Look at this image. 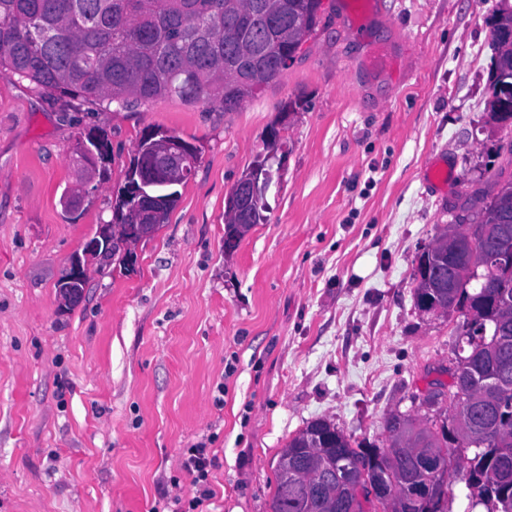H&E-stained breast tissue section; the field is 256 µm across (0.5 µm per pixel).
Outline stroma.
<instances>
[{
    "label": "stroma",
    "mask_w": 512,
    "mask_h": 512,
    "mask_svg": "<svg viewBox=\"0 0 512 512\" xmlns=\"http://www.w3.org/2000/svg\"><path fill=\"white\" fill-rule=\"evenodd\" d=\"M323 0L276 81L227 111L160 98L103 108L0 77V512H155L190 499L186 448L217 457L209 512H269L282 448L324 418L384 447L395 415L448 414L459 312L414 299L419 255L480 219L512 153L489 107L490 19L512 0H377L366 25ZM196 145L167 224L132 264L57 282L112 206L144 130ZM279 141L267 221L224 250L226 199ZM110 156L80 208L78 139ZM445 162L455 178L430 183Z\"/></svg>",
    "instance_id": "stroma-1"
}]
</instances>
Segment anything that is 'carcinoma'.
Instances as JSON below:
<instances>
[{"instance_id": "cac0c4a2", "label": "carcinoma", "mask_w": 512, "mask_h": 512, "mask_svg": "<svg viewBox=\"0 0 512 512\" xmlns=\"http://www.w3.org/2000/svg\"><path fill=\"white\" fill-rule=\"evenodd\" d=\"M268 10L252 12L249 0H0V76L27 80L47 93L59 91L111 106L132 100L148 102L177 97L187 103L208 101L233 109L262 85L283 73V57L293 59L304 38L319 23L321 0H267ZM512 29V9L496 15L492 36L499 49L492 74L491 107L502 121L512 111H500L502 98L512 99V46L498 41V34ZM248 68L256 82L243 86L232 75ZM188 171L174 184L195 172L198 149L179 139ZM143 169L134 157L119 191L111 223L132 224L133 198L140 188ZM512 179L497 182V190L481 209L489 236L479 246L496 248L503 255L493 270L480 268L475 277L458 283L455 296L437 287L435 271L447 263L443 251L419 260L421 280L414 290L416 305L428 313L453 308L464 322L487 329L482 348L465 349L452 376L461 386L448 384L453 405L459 396L479 399L496 375L512 377V320L506 319L503 302L512 300ZM508 322L509 335L496 341L497 326ZM479 430L468 447L452 446L456 428L451 417L420 424L415 442L423 451L395 454L397 470L410 477L398 479V495L423 498L412 512H450L453 483L462 476L477 491L487 512H512V481L501 480V471L512 469V394L501 411L478 407L471 414ZM389 452L355 448L350 439L329 421L306 423L282 450L277 462V486L271 512H349L355 495L348 486H312L302 477H290L283 461L300 462L312 469L351 466L349 486L365 485L387 474Z\"/></svg>"}]
</instances>
